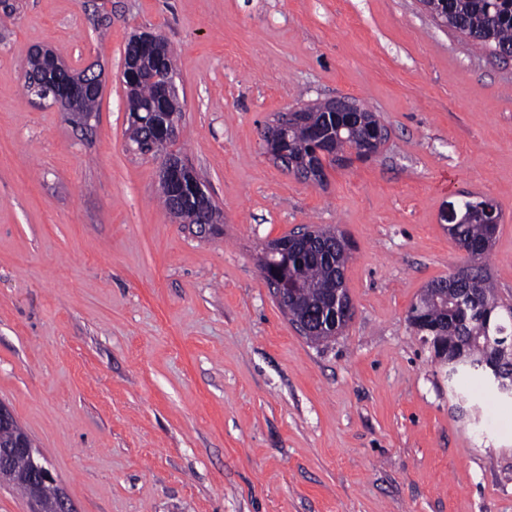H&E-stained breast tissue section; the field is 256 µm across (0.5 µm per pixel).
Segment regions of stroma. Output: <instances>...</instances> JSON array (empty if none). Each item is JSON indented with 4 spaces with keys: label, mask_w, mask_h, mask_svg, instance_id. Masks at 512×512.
<instances>
[{
    "label": "stroma",
    "mask_w": 512,
    "mask_h": 512,
    "mask_svg": "<svg viewBox=\"0 0 512 512\" xmlns=\"http://www.w3.org/2000/svg\"><path fill=\"white\" fill-rule=\"evenodd\" d=\"M139 30L175 51L219 232L128 148ZM37 47L103 69L89 126L25 91ZM335 97L385 124L376 157L321 186L268 159V123ZM468 193L501 212L512 305V59L419 0H0V403L76 512H512V401L448 382L407 321L465 261L442 215ZM306 225L350 244L354 317L319 345L257 263Z\"/></svg>",
    "instance_id": "obj_1"
}]
</instances>
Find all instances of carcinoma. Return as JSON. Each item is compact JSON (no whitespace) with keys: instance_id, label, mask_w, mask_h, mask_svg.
Returning <instances> with one entry per match:
<instances>
[{"instance_id":"carcinoma-1","label":"carcinoma","mask_w":512,"mask_h":512,"mask_svg":"<svg viewBox=\"0 0 512 512\" xmlns=\"http://www.w3.org/2000/svg\"><path fill=\"white\" fill-rule=\"evenodd\" d=\"M438 8L447 13L448 27L471 36L472 44L488 50L492 47L512 56V0H444ZM26 90L41 99L53 98L51 89L33 80L36 74L35 55H30L23 65ZM158 82L148 78L139 88L128 92V113L143 111L150 103L160 111L182 113L181 105L167 107L157 97ZM290 155L302 160L309 155L311 143L303 129H294L288 136ZM352 150L356 159H362V145L357 134L342 130L336 138V157L319 165V185L326 179V166L345 159L344 153ZM485 199L468 197L460 209L466 215L451 235L466 242L472 252L466 262L474 264V271L464 279L448 284V292L436 293L445 282L440 279L430 283L411 306L407 321L416 334L423 336L422 328L437 321H445L448 327V359L458 356V348H465L466 357L482 358L491 349L489 341L500 335L512 324V307L505 311L499 305L491 277L483 265L490 255L495 236L484 223L482 207ZM314 231L315 242L307 249H288V258L277 266L278 276L301 289L300 303L292 318L320 324L322 313L316 305L318 296L325 288L335 284L336 268L345 267L348 261V244L344 236L332 227L305 226L300 232ZM286 235L265 244L258 256V267L265 281H270L271 267L266 261V250L272 245L288 241Z\"/></svg>"}]
</instances>
